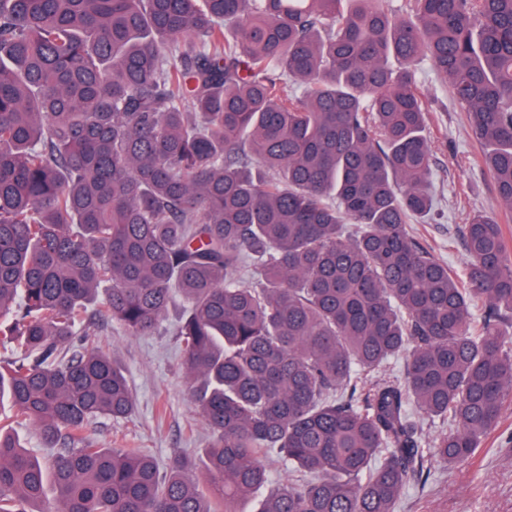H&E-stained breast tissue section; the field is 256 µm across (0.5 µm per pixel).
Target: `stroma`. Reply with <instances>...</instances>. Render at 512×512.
<instances>
[{"mask_svg": "<svg viewBox=\"0 0 512 512\" xmlns=\"http://www.w3.org/2000/svg\"><path fill=\"white\" fill-rule=\"evenodd\" d=\"M418 76L425 93L438 99L430 122L437 204L426 221L410 230L459 273L467 260L461 228L468 211L477 207L496 212L511 241L512 212L501 209L482 161L483 149L429 62L420 63ZM95 341L117 360L136 397L131 418H101L91 425L99 447L146 448L163 467L178 451L199 459L211 438L187 399L189 380L180 365L172 321H164L154 335L139 337L122 336L105 326ZM401 512H512V412L483 440L472 461L436 471L425 488L410 489Z\"/></svg>", "mask_w": 512, "mask_h": 512, "instance_id": "stroma-1", "label": "stroma"}]
</instances>
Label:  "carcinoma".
I'll list each match as a JSON object with an SVG mask.
<instances>
[{"label": "carcinoma", "instance_id": "1", "mask_svg": "<svg viewBox=\"0 0 512 512\" xmlns=\"http://www.w3.org/2000/svg\"><path fill=\"white\" fill-rule=\"evenodd\" d=\"M423 58L512 209V0H0V512H241L274 455L254 512H396L475 456L512 407V246L473 213L460 278L408 229ZM171 314L213 442L162 473L90 437L135 397L88 339ZM15 432L18 435L21 443L25 445L26 449L31 455L38 457L41 460H44L47 457L48 450L42 445L32 426H16ZM269 475L268 484L263 489L253 491L248 499L240 503L239 509L243 511H252L256 507L258 501H260L268 492L282 484L287 483L290 476L288 465H286L281 460H273L270 464Z\"/></svg>", "mask_w": 512, "mask_h": 512}]
</instances>
